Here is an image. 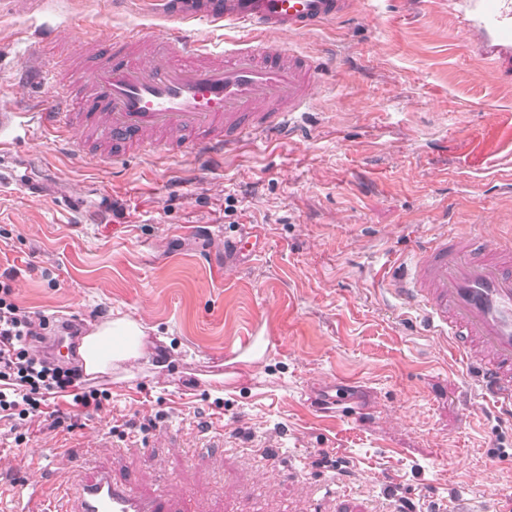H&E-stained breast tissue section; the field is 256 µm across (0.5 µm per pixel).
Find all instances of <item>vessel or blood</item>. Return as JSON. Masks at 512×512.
Instances as JSON below:
<instances>
[{"instance_id": "vessel-or-blood-1", "label": "vessel or blood", "mask_w": 512, "mask_h": 512, "mask_svg": "<svg viewBox=\"0 0 512 512\" xmlns=\"http://www.w3.org/2000/svg\"><path fill=\"white\" fill-rule=\"evenodd\" d=\"M353 0H160L172 23L244 26L249 39L208 43L150 31L115 33L95 63L65 75L38 71L48 104L29 123L57 143L82 149L94 139L120 157L132 150L209 155L298 124L312 108L318 65L273 34L309 32L346 15ZM477 27L512 46L501 0H460ZM394 292L420 312L427 335L456 345L477 384L512 424V240L487 242L470 225L420 241L393 277ZM29 476L13 486V512H195L167 481L141 491L109 470L87 475L72 459L53 497Z\"/></svg>"}]
</instances>
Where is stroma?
I'll return each mask as SVG.
<instances>
[{
	"instance_id": "35a3bbf8",
	"label": "stroma",
	"mask_w": 512,
	"mask_h": 512,
	"mask_svg": "<svg viewBox=\"0 0 512 512\" xmlns=\"http://www.w3.org/2000/svg\"><path fill=\"white\" fill-rule=\"evenodd\" d=\"M149 2L0 0V112L44 100L20 73L36 29L56 28L40 62L59 71L84 49L81 25L167 32ZM270 43L314 57L323 84L293 132L258 148L91 162L37 129L5 130L0 274L13 301L77 318L84 334L143 318L163 366L84 379L109 395L97 408L63 393L48 412L0 419V474L41 476L52 495L77 453L87 472L146 491L167 475L197 512H355L382 494L404 512H500L512 425L418 333L386 269L441 224L512 233V193L489 174L512 154V50L448 0H354L347 16ZM242 236L250 252L233 248ZM259 339L263 359L242 371ZM262 448L299 478L261 479ZM328 474L348 502L311 499Z\"/></svg>"
}]
</instances>
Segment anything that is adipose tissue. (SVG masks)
I'll use <instances>...</instances> for the list:
<instances>
[{
	"mask_svg": "<svg viewBox=\"0 0 512 512\" xmlns=\"http://www.w3.org/2000/svg\"><path fill=\"white\" fill-rule=\"evenodd\" d=\"M149 326L139 318L116 316L95 325L80 340L78 354L86 375L128 374L150 362L155 343Z\"/></svg>",
	"mask_w": 512,
	"mask_h": 512,
	"instance_id": "obj_1",
	"label": "adipose tissue"
}]
</instances>
